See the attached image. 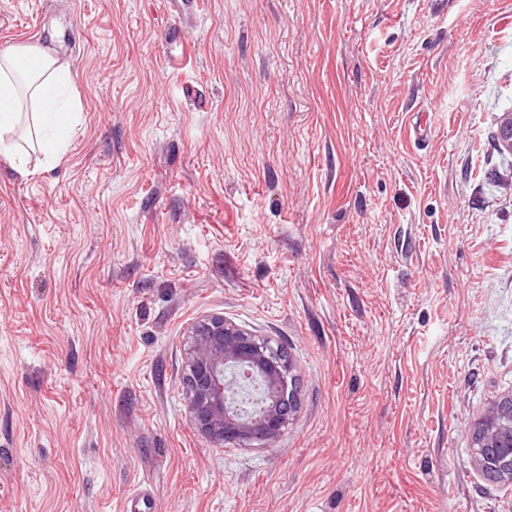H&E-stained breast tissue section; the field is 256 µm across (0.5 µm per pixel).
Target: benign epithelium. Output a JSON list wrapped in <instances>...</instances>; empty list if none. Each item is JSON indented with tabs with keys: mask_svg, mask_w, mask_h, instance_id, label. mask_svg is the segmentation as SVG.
<instances>
[{
	"mask_svg": "<svg viewBox=\"0 0 512 512\" xmlns=\"http://www.w3.org/2000/svg\"><path fill=\"white\" fill-rule=\"evenodd\" d=\"M503 148L512 151V114L500 118ZM187 411L195 431L214 446L247 447L274 441L298 409L297 375L269 341L227 321L205 315L186 329ZM253 388L268 393L261 417L247 420L236 395ZM474 464L488 480L512 482V397L492 406L472 435Z\"/></svg>",
	"mask_w": 512,
	"mask_h": 512,
	"instance_id": "7a95c632",
	"label": "benign epithelium"
}]
</instances>
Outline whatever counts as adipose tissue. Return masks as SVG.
<instances>
[{"mask_svg":"<svg viewBox=\"0 0 512 512\" xmlns=\"http://www.w3.org/2000/svg\"><path fill=\"white\" fill-rule=\"evenodd\" d=\"M70 70L40 47L0 53V156L21 176L31 155L51 164L65 151L79 122Z\"/></svg>","mask_w":512,"mask_h":512,"instance_id":"obj_1","label":"adipose tissue"}]
</instances>
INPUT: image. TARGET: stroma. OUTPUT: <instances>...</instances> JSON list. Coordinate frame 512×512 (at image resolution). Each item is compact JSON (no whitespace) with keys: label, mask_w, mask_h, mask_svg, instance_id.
Returning a JSON list of instances; mask_svg holds the SVG:
<instances>
[{"label":"stroma","mask_w":512,"mask_h":512,"mask_svg":"<svg viewBox=\"0 0 512 512\" xmlns=\"http://www.w3.org/2000/svg\"><path fill=\"white\" fill-rule=\"evenodd\" d=\"M203 2L0 0L81 112L0 160V512H512L472 461L512 396V0ZM206 314L293 360L273 443L191 425Z\"/></svg>","instance_id":"obj_1"}]
</instances>
